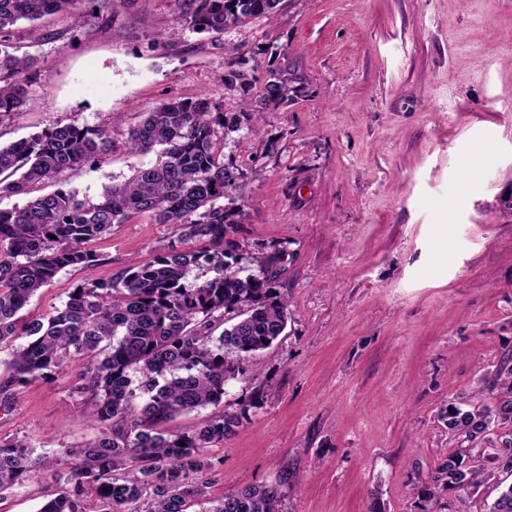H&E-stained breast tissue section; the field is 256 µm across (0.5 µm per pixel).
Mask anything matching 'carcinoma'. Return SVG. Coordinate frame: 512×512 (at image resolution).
I'll return each mask as SVG.
<instances>
[{
    "label": "carcinoma",
    "mask_w": 512,
    "mask_h": 512,
    "mask_svg": "<svg viewBox=\"0 0 512 512\" xmlns=\"http://www.w3.org/2000/svg\"><path fill=\"white\" fill-rule=\"evenodd\" d=\"M79 0H0V117L19 109L38 62L9 51L21 21L75 12ZM179 22L197 34H222L273 12L280 0H172ZM288 100V79L270 73L254 111L229 113L218 102L170 99L146 114L129 135L134 154H157L123 183L95 198L79 197L61 178L112 148L105 126L52 124L26 139L0 144V197L27 195L21 206L0 208V349L11 348L8 382L47 379L71 356L85 361L80 414L104 427L96 438L64 450L70 466L33 457L18 438L0 439V492L52 472L63 486L38 512H86L96 499L103 512H188L206 494L214 464L208 448L224 444L248 408L261 407L255 391L249 407L223 413L203 426L170 434L177 416L217 406L230 381L244 374L239 361L269 348L286 330L288 300L276 288L283 251L249 256L230 237L244 209L234 192L243 172L224 163L220 135L259 132V112ZM47 180L58 188L31 196ZM140 214L178 233L147 263L119 276L77 285L64 306L45 318L23 314L30 299L67 267L100 262L90 244ZM54 238H49V235ZM208 240L195 249L189 242ZM201 274L189 279L192 270ZM235 319L218 339L212 318ZM24 339L17 345L15 341ZM450 440L437 475L421 483L424 508L458 492L512 473V358H504L478 386L444 415ZM488 512H512V484L496 483ZM282 483L229 490L210 512H280Z\"/></svg>",
    "instance_id": "obj_1"
}]
</instances>
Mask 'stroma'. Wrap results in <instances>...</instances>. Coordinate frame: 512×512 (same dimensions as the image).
<instances>
[{"instance_id": "1", "label": "stroma", "mask_w": 512, "mask_h": 512, "mask_svg": "<svg viewBox=\"0 0 512 512\" xmlns=\"http://www.w3.org/2000/svg\"><path fill=\"white\" fill-rule=\"evenodd\" d=\"M13 36L40 63L25 103L0 119L8 144L56 122L106 126L112 149L65 176L79 195L130 178V130L170 99L242 111L270 72L288 100L260 133L222 141L243 172L245 252L285 253V333L229 383L223 401L167 424L193 431L260 408L223 445L209 499L281 481L282 512H420L418 487L447 458L440 415L512 355V0H282L219 37L177 30L171 0H79ZM175 227L144 214L113 225L101 262L67 268L26 311L62 308L77 285L153 259ZM0 351V438L35 455L82 445L84 371L8 385ZM51 475L0 494L38 512Z\"/></svg>"}]
</instances>
